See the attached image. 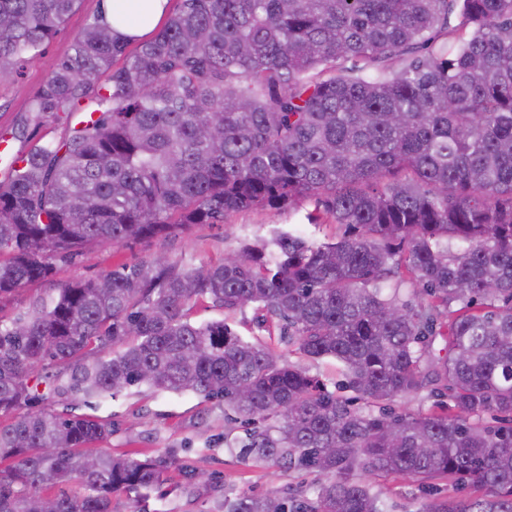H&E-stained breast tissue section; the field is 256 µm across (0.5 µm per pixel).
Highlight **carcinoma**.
<instances>
[{
  "label": "carcinoma",
  "mask_w": 512,
  "mask_h": 512,
  "mask_svg": "<svg viewBox=\"0 0 512 512\" xmlns=\"http://www.w3.org/2000/svg\"><path fill=\"white\" fill-rule=\"evenodd\" d=\"M79 2L0 0V79ZM128 45L98 14L33 95L35 124L79 120L0 180V300L56 258L300 197L344 232L125 264L0 321V512L147 503L175 455L98 452L107 423L46 404L142 386L224 405L249 427L238 460L319 476L213 512H386L379 477L429 495L424 512H512V0H179ZM392 279L414 300L384 297ZM204 299L261 306L297 361L192 322ZM324 358L351 395L302 364ZM423 391L430 410L391 407Z\"/></svg>",
  "instance_id": "cac0c4a2"
}]
</instances>
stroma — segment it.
I'll list each match as a JSON object with an SVG mask.
<instances>
[{"mask_svg":"<svg viewBox=\"0 0 512 512\" xmlns=\"http://www.w3.org/2000/svg\"><path fill=\"white\" fill-rule=\"evenodd\" d=\"M101 8V0H81L41 56L25 63L19 74L0 79V128L24 125L23 119L35 91ZM24 127V132L12 142L19 154L34 144L60 138L65 133V126L60 122ZM315 207L314 199L305 198L289 207L266 206L235 212L224 223L198 224L187 233L166 239L91 247L73 262L57 264L50 280L23 286L10 301L0 304V315L11 317L25 311L30 301L55 294L62 283L95 279L113 268L144 261L158 253L165 254L176 265L191 266L218 261L225 253L236 249L242 240L267 238L276 230L300 233L318 242L341 235L342 227L332 220L318 225L309 223L307 216ZM191 318L199 323L223 320L248 341L268 343L283 354L290 350L287 339L280 334L277 320L263 316L253 305L228 313L204 300L193 307ZM52 405L60 411L93 415L111 423V436L96 445L99 452L141 459L175 448L182 463L188 465L206 458L208 469L220 481L219 486L201 485L193 493H183V473L180 469H171L162 495L150 499L149 512H211L215 498L224 492L260 495L275 491L286 497L299 483L310 484L316 480L312 474L301 477L276 472L241 463L229 455L224 450L225 438L243 437V429L225 417L222 407L203 401L191 392L176 394L142 387L88 404L80 399L57 398Z\"/></svg>","mask_w":512,"mask_h":512,"instance_id":"obj_1","label":"stroma"}]
</instances>
